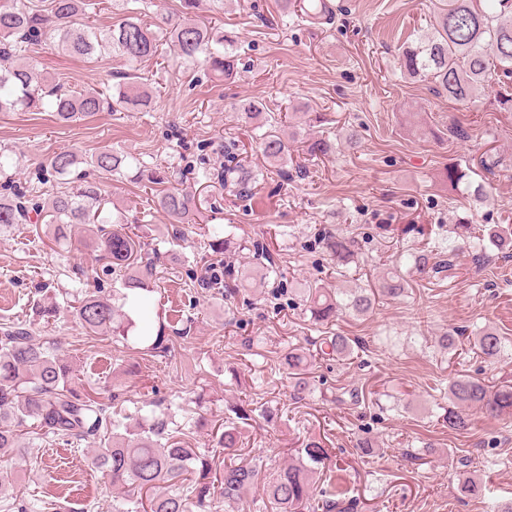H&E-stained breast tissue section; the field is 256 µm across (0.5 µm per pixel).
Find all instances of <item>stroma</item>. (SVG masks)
Segmentation results:
<instances>
[{"label":"stroma","mask_w":512,"mask_h":512,"mask_svg":"<svg viewBox=\"0 0 512 512\" xmlns=\"http://www.w3.org/2000/svg\"><path fill=\"white\" fill-rule=\"evenodd\" d=\"M334 3L332 20L316 23L284 13L278 0H224L220 10L200 0L198 18L237 42L235 78L183 64L163 48L138 70L153 92L146 111L103 112L71 125L35 109L0 112V148L13 157L17 182L35 181L50 153L88 155L109 146L154 169L177 167L180 188L195 194L198 206L174 247L166 241L168 217L149 209L154 184L125 176L104 186L109 210L131 222L148 216L158 242L160 278L144 300L163 348L144 349L131 336H92L76 325L69 305L80 279L97 276L107 292L121 290L84 246L91 224L74 227L68 248L34 238L25 224L0 234V323L31 319L36 284H49L60 313L39 324L40 335L61 342L85 386L118 387L134 401L159 396L187 404L175 420L188 430L190 447L204 452L212 445L196 416L212 424L224 420L227 405L249 402L255 411L241 441L266 474L297 457L302 442L321 437L338 466L319 485L356 499L357 512H486L487 499L512 502V418L473 409L470 430L458 433L439 414L448 404L449 373L512 385V350L495 361L466 349L452 357L437 338L456 328L470 341L490 325L512 340V257L458 244L452 234L464 218L492 226L512 215V112L499 111L492 90L455 103L401 69L402 49L429 32L439 0ZM32 55L72 91L115 92L124 69L117 58L90 63L45 43ZM244 97L262 100L282 118L281 134L299 139L288 179L269 174L248 198L208 179L223 169L224 145L232 140L245 148L244 165H265L253 126L234 110ZM458 124L467 138L453 135ZM351 129L360 135L352 148L345 142ZM317 138L335 141V153L311 157L306 143ZM487 154L502 164L485 181L481 204L464 190L449 191L448 165L472 167ZM214 224L237 244L230 256L235 272L258 252L274 256L275 289L245 287L225 298L199 284L211 262L204 242ZM423 229L457 246L449 271L414 277L407 296L380 300L366 317L346 316L331 328L312 320L306 289L367 287L407 260ZM328 232L353 240L354 263L336 266L318 241ZM333 330L355 339L353 355L313 357L314 392L292 401L283 355L314 349ZM355 388L363 393L357 401L350 397ZM87 456L85 446L48 440L0 452V512L12 495L31 512H124L125 494ZM463 474L482 482L485 496L458 497Z\"/></svg>","instance_id":"35a3bbf8"}]
</instances>
